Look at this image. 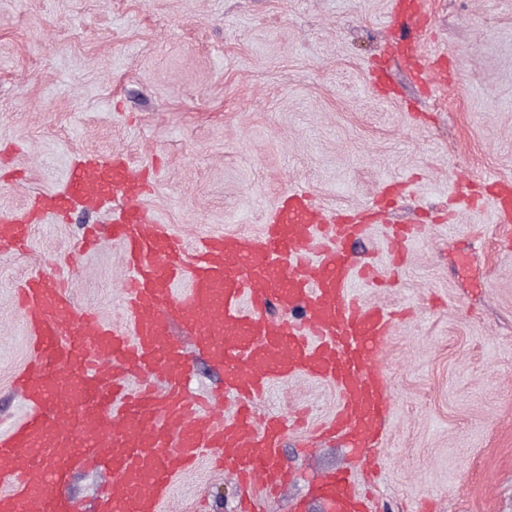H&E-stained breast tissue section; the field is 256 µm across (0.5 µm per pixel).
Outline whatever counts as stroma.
Masks as SVG:
<instances>
[{
	"label": "stroma",
	"instance_id": "obj_1",
	"mask_svg": "<svg viewBox=\"0 0 512 512\" xmlns=\"http://www.w3.org/2000/svg\"><path fill=\"white\" fill-rule=\"evenodd\" d=\"M423 48L448 83L431 93L390 61L393 97L369 72L392 0H0V211L62 190L81 156L125 154L151 170L143 207L186 249L213 232L257 236L289 189L355 212L407 188L353 243L382 287L370 302L410 308L381 350L391 403L382 441L361 455L314 440L335 388L275 384L257 415L304 409L289 468L261 512H323L319 475L375 468L372 512H512V240L487 219V176L512 180V0H422ZM108 212L45 217L23 253L0 252V429L27 404L14 379L30 358L13 294L61 266L72 301L122 324L124 263ZM428 234L390 261L388 228ZM95 468L73 471L77 512H98ZM229 471L201 461L176 483L175 512H236Z\"/></svg>",
	"mask_w": 512,
	"mask_h": 512
}]
</instances>
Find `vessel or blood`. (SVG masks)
<instances>
[{
	"label": "vessel or blood",
	"instance_id": "obj_1",
	"mask_svg": "<svg viewBox=\"0 0 512 512\" xmlns=\"http://www.w3.org/2000/svg\"><path fill=\"white\" fill-rule=\"evenodd\" d=\"M388 51L403 53L418 80L435 64L421 53L428 21L421 0H395ZM490 221L512 224V182L495 179ZM149 186L122 155L72 164L65 187L37 196L29 216L0 214V250L25 245L32 217L73 208L112 210L110 235L125 256L120 274L129 329L101 322L71 301L64 274L34 273L15 295L32 357L20 376L27 416L0 434V512H72L65 484L82 461L107 469L99 512H161L181 475L201 459L231 469L245 490L273 496L288 472L279 416L255 422L248 404L299 376L338 394L326 435L355 448L380 441L387 405L381 347L394 320L366 302L374 267L348 249L369 227L319 209L289 190L260 235L211 233L186 251L140 205ZM188 282L186 293L177 285ZM189 329L224 368L231 414L185 387L188 359L173 323ZM329 512H367L339 472L321 485Z\"/></svg>",
	"mask_w": 512,
	"mask_h": 512
}]
</instances>
